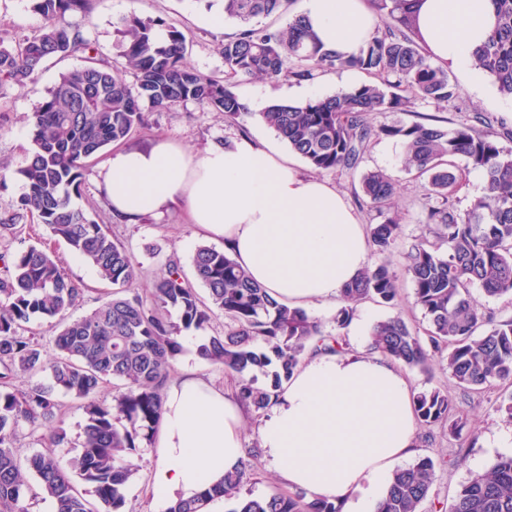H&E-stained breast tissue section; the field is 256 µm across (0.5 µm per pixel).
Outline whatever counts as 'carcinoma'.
I'll return each instance as SVG.
<instances>
[{
	"instance_id": "carcinoma-1",
	"label": "carcinoma",
	"mask_w": 512,
	"mask_h": 512,
	"mask_svg": "<svg viewBox=\"0 0 512 512\" xmlns=\"http://www.w3.org/2000/svg\"><path fill=\"white\" fill-rule=\"evenodd\" d=\"M367 2L377 20L375 30L356 53L343 56L321 47L301 14L281 28L255 24L282 12L288 0H221L224 17L241 27L224 40L222 78L184 66V34L172 29L159 40L157 22L135 13L117 22L118 59L92 56L91 43L71 21V16L89 12L90 0H33L43 18L40 28L18 42L0 39V87L34 81L51 57L81 54L85 59L84 65L60 75L29 117L34 149L19 170L26 192L18 210L0 216V232L17 235L19 223L31 216L112 286L95 308L69 322L67 313L82 301L85 288L54 253L31 245L14 255L0 254L5 269L0 277V512H26L22 501L32 491L29 475L57 512H120L134 475L128 455L160 422L163 388L182 351L181 333L207 329L213 311L224 313V332L208 337L197 352L235 373L237 398L249 413L261 416L308 352L349 350L341 330L359 304L396 300V278L385 256L401 230L400 214L389 208L398 184L380 170L363 174L360 191L381 217L370 226L369 236L382 259L341 290L336 334L305 310L276 301L233 257L210 245L198 246L192 256L194 281L172 260L144 297L135 289L140 270L134 256L112 238L107 225L72 205L88 163L139 135L146 106L172 109L194 101L224 113L226 120L253 115L234 92L241 78H304L323 68L355 69L377 78L302 103H271L258 118L319 171L357 168L377 137L402 142L403 166L427 177L428 195L440 199L426 217V223L437 225L434 240L419 238L404 263L414 305L428 317L430 330L424 340L400 315L390 316L370 328L371 347L410 369L424 370L436 356L464 393L495 382L512 385V319L493 321L471 295L474 285L488 297L512 295V149L500 145L501 133L480 113L474 123L454 128L369 123L370 112H408L418 99L446 103L458 97V89L427 49L419 25L424 0ZM491 2L494 28L475 49L474 64L502 96L512 98V0ZM128 69L137 77L132 86L123 78ZM456 158L486 176L484 195L464 212L448 205V189L458 181L451 169ZM200 287L207 297L199 294ZM171 309L179 321L165 318ZM34 318L47 320L58 351L48 365L39 342L24 335L25 324ZM259 340L264 347L256 346ZM270 366L268 386H256L253 373ZM46 368L47 385L23 391L13 384ZM107 384L115 390L110 403L98 399ZM59 392L81 400V452L68 469L49 450L20 461L12 446L17 428L56 422ZM413 405L426 442L436 425L448 427L450 437L461 435L466 426L454 397L441 390L418 393ZM116 419L126 425L117 427ZM259 454V445H252L238 470L222 483L178 502L169 512H202L218 496L235 502L232 512H340V506L325 499L305 502L282 493L242 496ZM433 476L428 456L397 470L377 512H419ZM80 482L90 488L94 501L79 489ZM444 512H512V456L462 484Z\"/></svg>"
}]
</instances>
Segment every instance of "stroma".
<instances>
[{"label": "stroma", "instance_id": "stroma-1", "mask_svg": "<svg viewBox=\"0 0 512 512\" xmlns=\"http://www.w3.org/2000/svg\"><path fill=\"white\" fill-rule=\"evenodd\" d=\"M132 12L156 20L159 35H166L171 27L183 32L186 37V65L206 74L223 76L224 57L220 48L225 38L237 34L239 27L229 20L220 26H212L207 0H91L89 13L74 15L73 20L81 27L99 58L112 60L117 54L116 23L120 17ZM0 21L5 24V31L0 35L15 42L37 30L42 24V17L34 10L32 0H0ZM83 63V58L78 55L63 60L54 57L44 63L34 82L0 87V170L6 172L5 177H0V213L17 209L26 191L19 171L26 165L34 149L29 116L47 98L62 72ZM369 79V74L358 70L328 69L315 71L313 76L306 79L291 75L276 81L260 78L241 81L237 83L235 91L249 105L252 111L250 117L228 122L223 113L205 110L197 103L188 101L168 111L147 113V126L141 136L149 143L159 137H170L193 149L213 141L229 142L243 136L274 143L284 156L292 158L302 174L318 177L342 195L360 223L367 226L377 223L378 217L375 208L360 192V177L366 170H385L399 185L392 205L403 216L401 234L391 255L392 269L398 274V298L390 305L369 301L359 305L356 312L360 315L370 314L375 321L401 315L422 336L429 328V321L423 311L414 305L412 284L402 276L401 270L404 253L426 230L427 180L402 166L400 141L389 137L373 140L358 169L318 172L300 155L292 153L287 143L279 140L256 117L257 111L271 102H303L315 95L334 94L349 83L360 84ZM452 80L459 88V96L454 101L438 104L429 99H420L410 112H373L368 119L375 125L397 121L424 123L439 119L445 127L452 128L471 122L474 113L479 112L488 116L495 127L512 129V98L501 96L489 77H482L477 87L457 74L453 75ZM454 165L459 181L450 191L448 203L463 211L482 195L485 177L481 170L467 166L463 159H455ZM102 166L103 162L99 159L91 163L81 194L75 197L74 202L87 212L98 215L109 227L113 238L124 243L135 256L140 264L137 286L141 295H148L169 258H177L183 268H190L191 258L202 239L196 235L194 226L188 224L185 215L178 211L139 224H125L112 218L99 190ZM48 242L52 243L66 272L85 287L81 305L67 314L68 320L79 319L105 297L108 287L99 277L89 276L88 264L78 263L76 255L65 244L53 243L46 225L32 218L25 219L21 234L15 237L7 234L0 236V252L6 250L13 253L29 245ZM405 375L413 392L440 389L457 397L459 410L466 421L459 437H450L446 429L437 426L432 431L430 442L416 445V457L428 456L438 462L430 495L420 507V512H435L440 505L448 503L461 484L474 475L490 471L499 457L512 455V420L497 410L503 392L499 385L464 397L447 368L441 365H433L427 373L409 369ZM58 400L61 404L59 426L66 434L64 443L51 446L50 429H35L25 424L19 427L13 441L19 458L50 448L60 463L66 466L80 453L84 414L70 396L62 394ZM129 460L135 474L126 490L122 512H152V459L149 446L141 445Z\"/></svg>", "mask_w": 512, "mask_h": 512}]
</instances>
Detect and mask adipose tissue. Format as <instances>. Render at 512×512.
Instances as JSON below:
<instances>
[{"label":"adipose tissue","mask_w":512,"mask_h":512,"mask_svg":"<svg viewBox=\"0 0 512 512\" xmlns=\"http://www.w3.org/2000/svg\"><path fill=\"white\" fill-rule=\"evenodd\" d=\"M325 48L358 51L376 19L364 0H302ZM495 22L491 0H425L421 28L436 63L473 73L472 53ZM108 208L128 224L180 205L202 238L225 252L277 301L308 309L335 302L367 266L368 243L343 198L303 175L270 143L242 138L192 151L161 138L117 149L104 164ZM366 324L348 330L347 355L317 354L284 382L262 419L260 446L282 483L342 512H376L416 445L413 394L390 360L362 349ZM241 405L185 367L164 391L152 434L154 512L219 483L244 455Z\"/></svg>","instance_id":"adipose-tissue-1"}]
</instances>
